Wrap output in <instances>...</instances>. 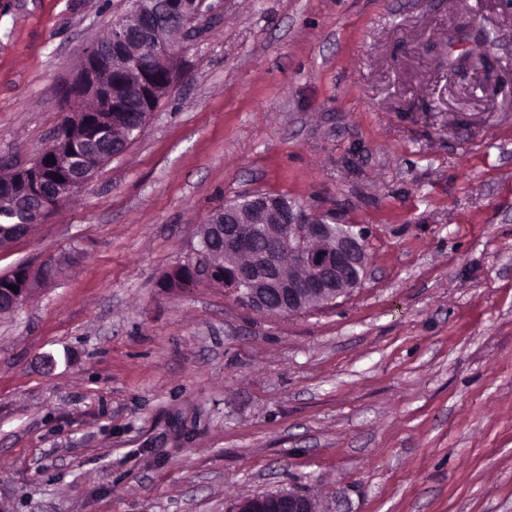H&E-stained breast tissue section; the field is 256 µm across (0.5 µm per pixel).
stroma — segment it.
Instances as JSON below:
<instances>
[{
	"label": "stroma",
	"instance_id": "obj_1",
	"mask_svg": "<svg viewBox=\"0 0 512 512\" xmlns=\"http://www.w3.org/2000/svg\"><path fill=\"white\" fill-rule=\"evenodd\" d=\"M214 4L139 139L0 249L58 264L0 317V505L512 512V0ZM129 8L0 0V158L50 146ZM253 193L363 229L361 286L274 316L166 287ZM235 512H318L314 500L301 491L283 489L241 500Z\"/></svg>",
	"mask_w": 512,
	"mask_h": 512
}]
</instances>
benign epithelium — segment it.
<instances>
[{"mask_svg":"<svg viewBox=\"0 0 512 512\" xmlns=\"http://www.w3.org/2000/svg\"><path fill=\"white\" fill-rule=\"evenodd\" d=\"M148 12L134 8L127 19L110 25L104 46L91 44L83 49L81 67L73 86L77 99L64 108L63 126L72 151L59 153L52 160L61 169V179L47 175L48 165L36 160L17 169L18 176L0 186V200H8L19 215L20 223H40L70 195L79 192L97 170L112 160L105 148L112 138L105 131L96 136L83 133L90 110L83 101L96 94L99 75H112L113 58L122 61L124 72L133 78L119 86L118 95L136 94L143 100V118L155 111L156 103L172 93L179 75L181 44L156 39L151 53L144 56L133 50L136 38L160 31L180 20L184 28L194 29L208 10L189 11L185 0H148ZM168 71L162 88L152 74ZM251 223L242 224L234 215L224 217V274L242 289L243 305L261 315L294 314L305 309L332 304L358 287L368 271L365 236L348 229L329 235L324 215L307 214L295 206L283 211L268 201L259 200L249 211ZM260 229L261 245L252 234ZM47 262L36 273L25 267L16 271L18 291L10 292L9 303L0 305V314L13 313L31 292L35 276L48 277ZM235 512H318L314 500L301 491L283 489L275 493L241 500Z\"/></svg>","mask_w":512,"mask_h":512,"instance_id":"1","label":"benign epithelium"}]
</instances>
